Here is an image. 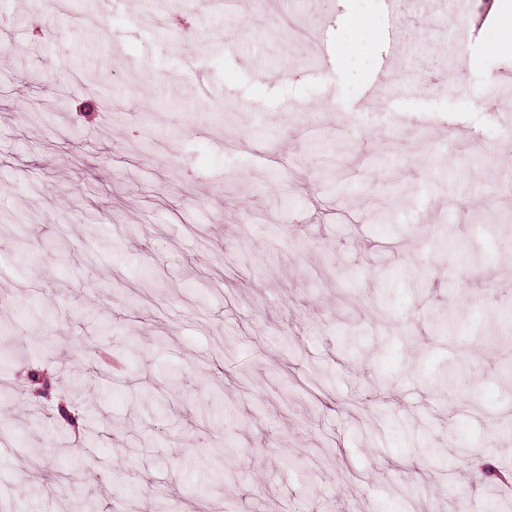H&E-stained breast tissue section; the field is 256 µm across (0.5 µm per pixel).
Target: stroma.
<instances>
[{
  "label": "stroma",
  "instance_id": "1",
  "mask_svg": "<svg viewBox=\"0 0 512 512\" xmlns=\"http://www.w3.org/2000/svg\"><path fill=\"white\" fill-rule=\"evenodd\" d=\"M366 2L0 0V512H512V47ZM342 27L349 35L350 47L354 53L361 52L365 47L368 33L372 32L369 20L363 14L346 8L340 19Z\"/></svg>",
  "mask_w": 512,
  "mask_h": 512
}]
</instances>
